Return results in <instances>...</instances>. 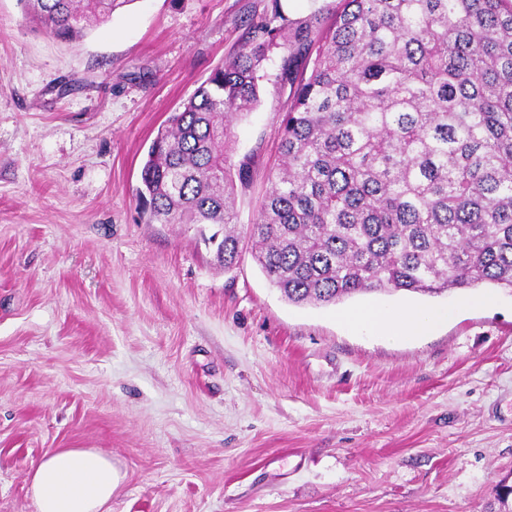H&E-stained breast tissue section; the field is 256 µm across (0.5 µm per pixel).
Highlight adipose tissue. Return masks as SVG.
Here are the masks:
<instances>
[{
  "mask_svg": "<svg viewBox=\"0 0 512 512\" xmlns=\"http://www.w3.org/2000/svg\"><path fill=\"white\" fill-rule=\"evenodd\" d=\"M436 311L369 308L346 316L348 325L391 339L421 336L440 321ZM117 480L110 457L91 448H57L38 463L30 489L36 512H109Z\"/></svg>",
  "mask_w": 512,
  "mask_h": 512,
  "instance_id": "obj_1",
  "label": "adipose tissue"
}]
</instances>
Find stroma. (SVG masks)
<instances>
[{"mask_svg":"<svg viewBox=\"0 0 512 512\" xmlns=\"http://www.w3.org/2000/svg\"><path fill=\"white\" fill-rule=\"evenodd\" d=\"M270 7L129 0L64 42L0 0V512H36L52 448L111 457L110 512H497L512 485L511 290L296 305L141 215L152 140ZM259 96L242 225L288 102ZM369 306L449 317L390 342L341 323Z\"/></svg>","mask_w":512,"mask_h":512,"instance_id":"obj_1","label":"stroma"}]
</instances>
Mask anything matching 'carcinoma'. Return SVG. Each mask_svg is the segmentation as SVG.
<instances>
[{
	"label": "carcinoma",
	"mask_w": 512,
	"mask_h": 512,
	"mask_svg": "<svg viewBox=\"0 0 512 512\" xmlns=\"http://www.w3.org/2000/svg\"><path fill=\"white\" fill-rule=\"evenodd\" d=\"M24 2L66 41L130 0ZM265 83L290 88L281 163L244 229L236 198L253 156L233 160L232 128ZM140 180L148 221L224 226L205 242L226 269L251 241L294 304L512 288V0H340L329 24L272 0L170 113Z\"/></svg>",
	"instance_id": "1"
}]
</instances>
